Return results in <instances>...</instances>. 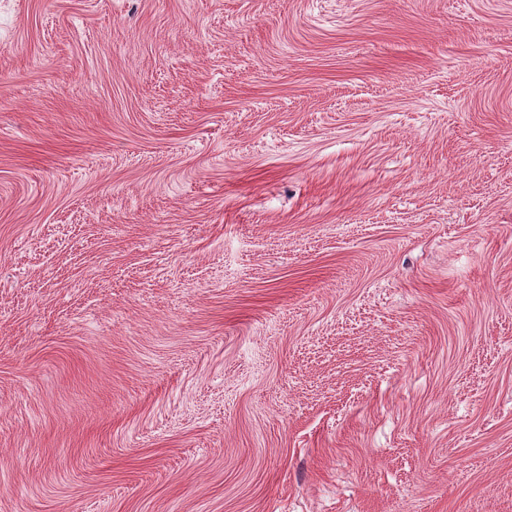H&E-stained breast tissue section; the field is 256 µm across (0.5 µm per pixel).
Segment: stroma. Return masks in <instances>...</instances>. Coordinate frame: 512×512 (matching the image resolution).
Wrapping results in <instances>:
<instances>
[{"instance_id": "obj_1", "label": "stroma", "mask_w": 512, "mask_h": 512, "mask_svg": "<svg viewBox=\"0 0 512 512\" xmlns=\"http://www.w3.org/2000/svg\"><path fill=\"white\" fill-rule=\"evenodd\" d=\"M0 512H512V0H0Z\"/></svg>"}]
</instances>
